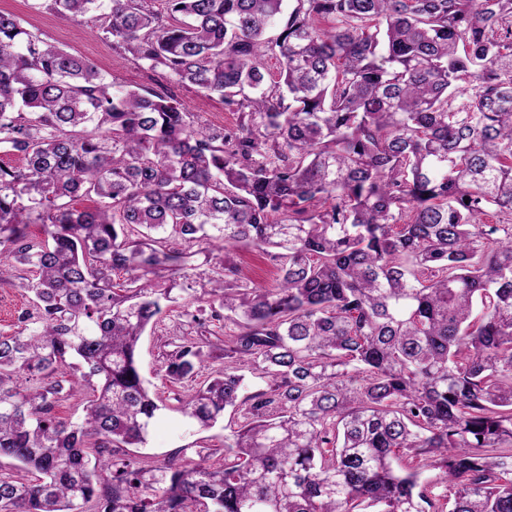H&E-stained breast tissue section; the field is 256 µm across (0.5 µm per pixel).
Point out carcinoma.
Listing matches in <instances>:
<instances>
[{"label": "carcinoma", "instance_id": "obj_1", "mask_svg": "<svg viewBox=\"0 0 512 512\" xmlns=\"http://www.w3.org/2000/svg\"><path fill=\"white\" fill-rule=\"evenodd\" d=\"M155 2L50 7L235 126L0 12V149L23 161L0 164V281L33 306L0 334V512H512V0ZM173 237L278 271L256 288L226 260L190 296L175 406L138 361L191 270ZM229 408L221 463L130 452L166 410Z\"/></svg>", "mask_w": 512, "mask_h": 512}]
</instances>
